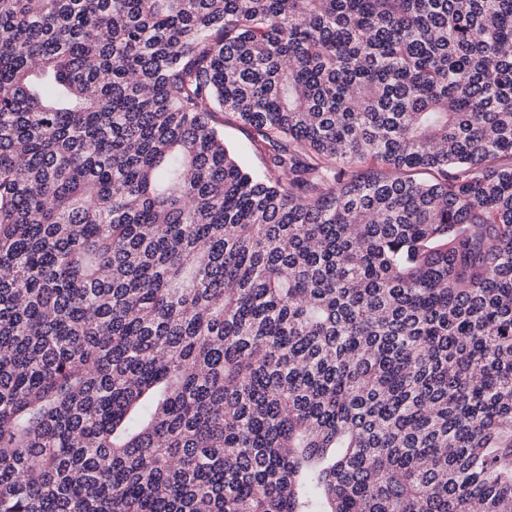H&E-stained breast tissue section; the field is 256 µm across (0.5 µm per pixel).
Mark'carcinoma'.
Returning <instances> with one entry per match:
<instances>
[{"mask_svg": "<svg viewBox=\"0 0 512 512\" xmlns=\"http://www.w3.org/2000/svg\"><path fill=\"white\" fill-rule=\"evenodd\" d=\"M511 44L0 0V512H512ZM216 126L223 132L225 143L233 148L240 158L253 169L261 167V155L251 145L245 131L234 122H228L224 112L216 114Z\"/></svg>", "mask_w": 512, "mask_h": 512, "instance_id": "obj_1", "label": "carcinoma"}]
</instances>
